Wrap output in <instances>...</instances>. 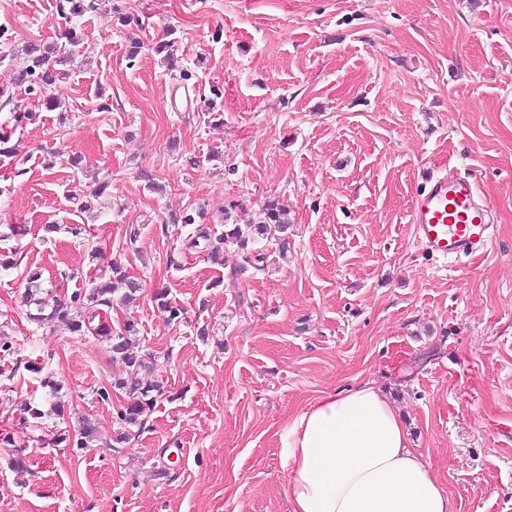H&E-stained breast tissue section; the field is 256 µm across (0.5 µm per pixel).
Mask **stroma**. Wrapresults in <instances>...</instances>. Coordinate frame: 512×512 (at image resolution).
<instances>
[{"label":"stroma","mask_w":512,"mask_h":512,"mask_svg":"<svg viewBox=\"0 0 512 512\" xmlns=\"http://www.w3.org/2000/svg\"><path fill=\"white\" fill-rule=\"evenodd\" d=\"M58 2L0 0V87L36 112L0 107L17 145L0 225L22 231L0 243L15 261L0 268V512H288L282 428L365 382L458 512H512V0H106L67 20ZM69 29L83 54L49 90L59 109H38L15 84L23 48ZM431 174L476 182L485 253L446 264L417 247L409 211ZM272 199L288 250L259 241L260 271L232 247L208 261L167 223L199 207L219 233ZM115 260L142 290L108 320L136 322L140 376L168 391L119 446L124 365L20 302L28 272L64 298ZM162 289L181 322L158 311ZM86 419L97 437L72 447Z\"/></svg>","instance_id":"obj_1"}]
</instances>
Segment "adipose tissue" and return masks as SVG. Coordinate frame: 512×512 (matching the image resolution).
<instances>
[{
    "label": "adipose tissue",
    "instance_id": "obj_1",
    "mask_svg": "<svg viewBox=\"0 0 512 512\" xmlns=\"http://www.w3.org/2000/svg\"><path fill=\"white\" fill-rule=\"evenodd\" d=\"M288 512H456L402 418L371 383L329 393L285 426Z\"/></svg>",
    "mask_w": 512,
    "mask_h": 512
}]
</instances>
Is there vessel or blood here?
<instances>
[{"label":"vessel or blood","mask_w":512,"mask_h":512,"mask_svg":"<svg viewBox=\"0 0 512 512\" xmlns=\"http://www.w3.org/2000/svg\"><path fill=\"white\" fill-rule=\"evenodd\" d=\"M410 222L423 252L437 259L466 258L492 242L490 209L475 182L461 177H438L417 193Z\"/></svg>","instance_id":"obj_1"}]
</instances>
